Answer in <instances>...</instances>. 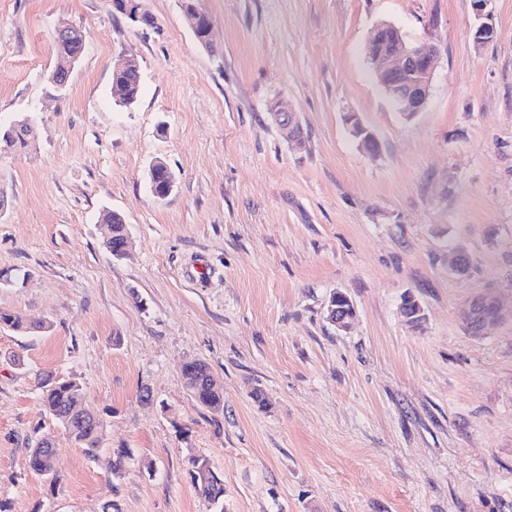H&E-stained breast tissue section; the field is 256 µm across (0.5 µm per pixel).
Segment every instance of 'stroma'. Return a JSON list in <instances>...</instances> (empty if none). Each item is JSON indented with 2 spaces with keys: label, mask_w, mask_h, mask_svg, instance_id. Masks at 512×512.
<instances>
[{
  "label": "stroma",
  "mask_w": 512,
  "mask_h": 512,
  "mask_svg": "<svg viewBox=\"0 0 512 512\" xmlns=\"http://www.w3.org/2000/svg\"><path fill=\"white\" fill-rule=\"evenodd\" d=\"M138 3L154 26L114 0H0V123L38 122L29 150L0 154V271L24 273L0 309L50 325L0 330V500L214 512L189 474L203 455L224 512H512V319L479 335L463 319L486 292L512 307V0H489L496 36L481 45L473 0H200L208 49L181 0ZM381 21L439 48L410 119L367 57ZM62 23L83 49L59 92ZM124 54L142 76L129 108L111 94ZM279 100L300 149L269 115ZM157 159L175 178L164 198ZM107 208L131 241L121 259L99 230ZM336 292L356 309L346 332L326 318ZM195 360L223 384L222 413L185 387ZM43 373L77 380L103 417L97 456L44 411ZM45 438L54 487L29 467ZM115 448L152 474L113 477ZM161 164L155 166L152 171L149 168V183L151 182L153 187V192L163 196L166 195L169 191L172 181H174V177L169 170V168L165 165L163 161L156 160L153 165Z\"/></svg>",
  "instance_id": "obj_1"
}]
</instances>
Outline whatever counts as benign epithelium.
<instances>
[{"mask_svg": "<svg viewBox=\"0 0 512 512\" xmlns=\"http://www.w3.org/2000/svg\"><path fill=\"white\" fill-rule=\"evenodd\" d=\"M477 16L482 19L473 32L474 42L483 44L495 36L489 17L484 15L488 0H473ZM182 11L199 41L206 45L211 28L203 27L210 20L198 6V0H182ZM368 53L374 65L376 81L384 95L407 116H415L424 110L433 78L437 49L426 43H409L399 29L390 23L376 25L368 36ZM271 116L288 142L299 147L303 143L302 128L296 113L278 104L271 109ZM352 134L367 149H374V134L356 116L350 117ZM336 306L329 307L328 319L338 331H347L356 311L351 299L343 293H334Z\"/></svg>", "mask_w": 512, "mask_h": 512, "instance_id": "benign-epithelium-1", "label": "benign epithelium"}]
</instances>
